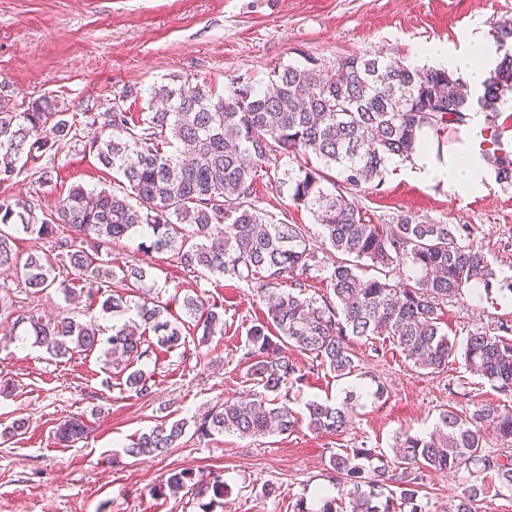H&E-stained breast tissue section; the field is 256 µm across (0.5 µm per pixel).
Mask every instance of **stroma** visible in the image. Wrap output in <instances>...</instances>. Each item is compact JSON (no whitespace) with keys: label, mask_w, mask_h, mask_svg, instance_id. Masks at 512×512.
I'll return each mask as SVG.
<instances>
[{"label":"stroma","mask_w":512,"mask_h":512,"mask_svg":"<svg viewBox=\"0 0 512 512\" xmlns=\"http://www.w3.org/2000/svg\"><path fill=\"white\" fill-rule=\"evenodd\" d=\"M510 17L512 0H0V102L21 112L52 96L71 114H102L117 104L137 122L148 113L151 89L175 76L221 95L237 77L262 89L273 69L310 58L326 64L344 53L380 51L416 67L417 48L487 40L494 24ZM299 164L280 157L257 179L252 199L274 222L304 225L328 264L334 252L321 244L311 212L271 186L279 172ZM47 167L48 179L27 168L0 184V199L29 200L48 212L76 186L126 190L122 174L78 143L61 147ZM355 197L371 223L407 214L425 224H454L463 242L487 257L494 273L489 292L465 293L443 307L457 343L473 332L512 327V303L504 299L512 288V185L492 179L458 191L419 180L396 158L381 183L364 185ZM141 242L135 233L102 253L113 271L146 270L145 282H125V289H154L176 315L188 295L221 305L223 333L203 343L193 321L182 324L183 347L139 361L152 386L140 397L97 354L54 358L32 339L9 340L4 332L12 319L0 318V380L12 386L0 393V512H293L298 499L336 491L329 457L337 449L372 448L390 461L398 433L430 432L442 410L512 405V396L469 373L461 356L432 373L378 336L355 346L360 383L369 391L384 384L387 393L359 409L342 433L321 435L304 425L284 435L201 439L188 432L166 453L127 455L126 447L160 422L190 421L218 401L252 393L244 355L250 327L266 313L252 283L189 272L174 253L148 252ZM295 359L311 370L288 390V405L301 417L306 402L339 397L341 386L329 369L312 371L311 356ZM72 417L83 419L90 434L66 446L55 432ZM18 418L26 431L8 434ZM183 469L203 480L222 476L224 495H201L189 485L170 490V473ZM474 482L464 468L425 473L428 512H454L457 495Z\"/></svg>","instance_id":"stroma-1"}]
</instances>
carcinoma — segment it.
<instances>
[{
  "label": "carcinoma",
  "instance_id": "1",
  "mask_svg": "<svg viewBox=\"0 0 512 512\" xmlns=\"http://www.w3.org/2000/svg\"><path fill=\"white\" fill-rule=\"evenodd\" d=\"M503 61L477 94L462 76L445 68L419 70L387 59L383 52L336 56L328 66L316 59L274 73L262 91L250 79L232 82L225 96L203 84L171 79L153 89L149 113L130 124L116 105L101 116L67 118L58 101L41 97L22 112H0V183H10L28 163L75 138L99 163L120 172L129 191L76 186L55 209L36 214L28 200H0V268L13 269L33 296L51 287L70 298L80 292L101 298L100 313L122 320L101 329L95 318L45 319L35 308L18 314L13 330L32 336L55 358L94 352L105 346L112 370L127 374L135 394L151 393L150 378L132 365L147 356L154 333L168 349L185 343L181 321L168 302L112 288L114 272L99 261L102 249L140 230L149 232L147 251H172L192 273L230 276L256 283L257 291L283 283L269 295L266 321L249 329L246 359L258 390L249 398H226L193 420L194 434L257 436L293 431L299 417L283 392L304 379L305 367L288 355L310 354L320 367L346 380L357 370L356 342L389 336L413 363L432 372L448 368L455 341L444 329L442 306L465 289L489 285L484 253L466 245L452 224H421L400 215L393 224H372L353 200V191L379 178L394 157L409 159L429 130L442 144L448 131L466 125L470 112H487L491 135L484 158L503 183H512V155L500 148L498 107L512 98V19L492 34ZM173 147L169 153L162 146ZM314 155L298 172L277 179L292 200L313 214L336 252L329 293H303L305 281L324 266L301 224H276L252 203L259 172L283 155ZM334 171L339 179L329 172ZM67 226L70 235H59ZM50 244L26 257L13 248V233ZM68 262L72 278L56 281L55 264ZM185 315L201 331V342L224 333V309L187 296ZM469 371L503 393L512 392V337L477 332L467 336ZM341 403L305 404L307 427L334 435L348 428L352 385ZM512 443V407L484 404L467 414L444 410L426 436L403 434L396 441L398 468L371 448H342L330 469L346 487L349 512H427L419 496L424 470L475 469L486 480L458 496L455 512H476L478 496L512 493V456L484 452L486 426ZM187 422L160 423L126 448L130 455L160 454L175 446ZM89 434L76 417L57 429L60 442ZM400 486L394 493L391 486ZM294 512H343L338 499L321 495L312 505L300 498Z\"/></svg>",
  "mask_w": 512,
  "mask_h": 512
}]
</instances>
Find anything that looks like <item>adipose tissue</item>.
<instances>
[{
	"label": "adipose tissue",
	"instance_id": "1",
	"mask_svg": "<svg viewBox=\"0 0 512 512\" xmlns=\"http://www.w3.org/2000/svg\"><path fill=\"white\" fill-rule=\"evenodd\" d=\"M417 56L421 60L466 74L470 85L477 90L482 89L484 80L497 62L495 46L487 41L465 42L455 49L433 42L419 50ZM479 131V124H470L462 144L443 157H436L431 151L416 154V173L428 183L441 181L453 188L480 186L488 177V169L481 158Z\"/></svg>",
	"mask_w": 512,
	"mask_h": 512
}]
</instances>
